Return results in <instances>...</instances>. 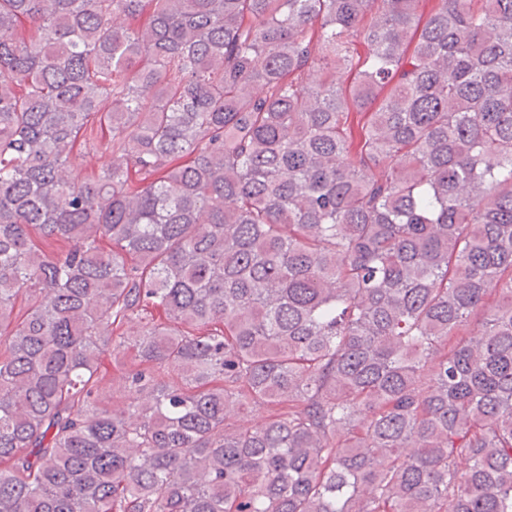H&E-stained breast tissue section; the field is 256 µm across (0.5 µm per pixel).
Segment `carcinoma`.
<instances>
[{"instance_id": "1", "label": "carcinoma", "mask_w": 512, "mask_h": 512, "mask_svg": "<svg viewBox=\"0 0 512 512\" xmlns=\"http://www.w3.org/2000/svg\"><path fill=\"white\" fill-rule=\"evenodd\" d=\"M0 512H512V0H0ZM70 161L71 169L75 173L85 175L106 168L112 161V155L104 146L98 145L90 153L74 154Z\"/></svg>"}]
</instances>
